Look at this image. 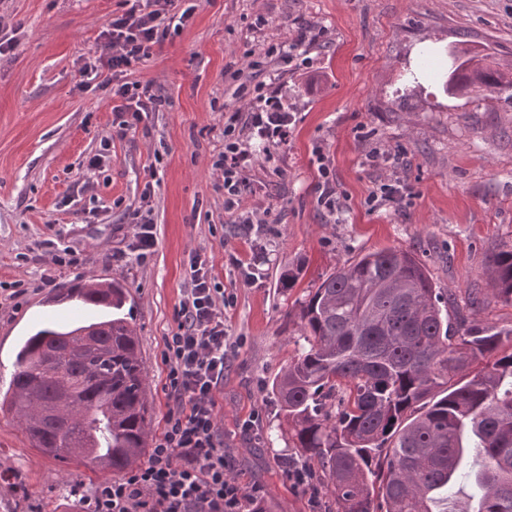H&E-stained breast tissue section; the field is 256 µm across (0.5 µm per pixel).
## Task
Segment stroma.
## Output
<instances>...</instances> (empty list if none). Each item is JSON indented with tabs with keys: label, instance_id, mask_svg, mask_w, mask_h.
<instances>
[{
	"label": "stroma",
	"instance_id": "1",
	"mask_svg": "<svg viewBox=\"0 0 512 512\" xmlns=\"http://www.w3.org/2000/svg\"><path fill=\"white\" fill-rule=\"evenodd\" d=\"M120 0H0L17 25L14 50L0 57V393L14 372L15 347L46 322L47 289L11 300L15 281L77 283L100 271L126 289L124 310L140 340L153 406L152 436L167 410L162 338L175 328L191 252L215 265L235 299L224 323L234 347L219 396V423L233 473L263 485L270 512H326L311 485H295L280 461L273 378L297 353L287 313L322 276L359 255L411 251L435 287L466 301L484 295L479 316L512 327V305L495 299L483 276L489 257L512 245V93L485 97L445 91L448 48L465 46L512 66V0H179L193 8L183 32L137 65L164 99L125 136L107 90H78L81 58ZM317 30V44L297 43ZM294 45L292 59L269 55L292 122L286 143L259 154L247 173L245 210L261 224L224 212L212 160L224 145V108L248 52ZM399 158L410 195L370 210L373 149ZM105 153L102 169L87 170ZM335 180L336 210L318 201L323 176ZM153 183L156 246L143 262L116 258L132 233L145 183ZM97 209L92 221L79 212ZM61 237L82 262L53 265L48 240ZM236 255L253 281L228 263ZM297 269L294 288L282 273ZM258 435L243 432L252 413ZM20 475L28 496L0 501V512H78L70 489H91L111 473L61 462L32 448L15 417L0 410V472Z\"/></svg>",
	"mask_w": 512,
	"mask_h": 512
}]
</instances>
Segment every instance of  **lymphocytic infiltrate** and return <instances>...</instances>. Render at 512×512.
<instances>
[{"instance_id":"obj_1","label":"lymphocytic infiltrate","mask_w":512,"mask_h":512,"mask_svg":"<svg viewBox=\"0 0 512 512\" xmlns=\"http://www.w3.org/2000/svg\"><path fill=\"white\" fill-rule=\"evenodd\" d=\"M175 2L121 0L122 8L106 22L93 56L79 69V90L97 80L108 89L120 131L133 129L162 104L153 81L131 79L130 73L188 26L192 11H176ZM249 68L258 81L235 89L239 104L225 110L224 149L212 167L222 177L225 213L254 224L257 215L241 213L252 145L265 148L285 141L289 116L272 84L260 79L263 61H250ZM250 96L254 105L242 107ZM368 161L379 173L368 198L370 207L403 200L409 188L397 174V156L377 149ZM188 276L177 326L163 338V389L168 399L164 430L148 458L120 478L95 486L88 495L74 488L82 512H255L264 498L261 485L246 489L232 476V459L220 434L217 396L224 387L229 348L220 306L224 291L215 282L212 262L200 253L190 254Z\"/></svg>"}]
</instances>
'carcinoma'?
I'll return each mask as SVG.
<instances>
[{
    "label": "carcinoma",
    "instance_id": "carcinoma-1",
    "mask_svg": "<svg viewBox=\"0 0 512 512\" xmlns=\"http://www.w3.org/2000/svg\"><path fill=\"white\" fill-rule=\"evenodd\" d=\"M462 53L447 89L512 88V70ZM485 274L512 305V246ZM55 293L105 315L29 336L0 409L40 453L120 474L145 458L152 424L123 286L81 281ZM454 303L411 252L390 248L324 275L288 311L300 349L270 392L288 447L317 463L334 512H437L462 481L471 489L462 512H512V328L473 309H455L452 322Z\"/></svg>",
    "mask_w": 512,
    "mask_h": 512
}]
</instances>
